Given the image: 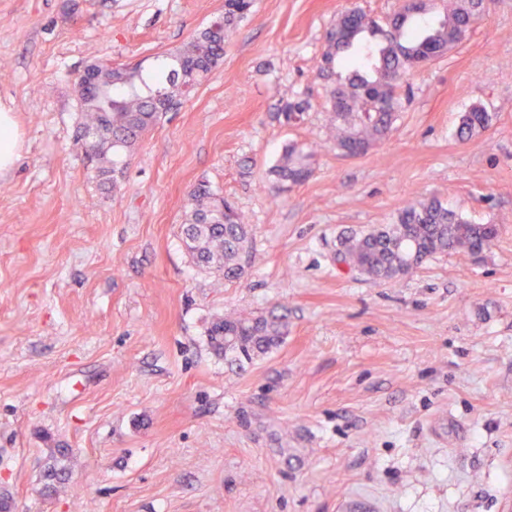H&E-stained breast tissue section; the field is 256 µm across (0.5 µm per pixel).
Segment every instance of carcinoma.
I'll return each mask as SVG.
<instances>
[{
    "label": "carcinoma",
    "mask_w": 512,
    "mask_h": 512,
    "mask_svg": "<svg viewBox=\"0 0 512 512\" xmlns=\"http://www.w3.org/2000/svg\"><path fill=\"white\" fill-rule=\"evenodd\" d=\"M252 0H224V14L198 31L174 55L148 67L99 63L94 88L77 97L80 121L77 144L95 163L97 177L115 181L126 158L146 131L171 111L224 57V38L244 18ZM484 13L483 0H450L443 19L435 25L414 23L399 11L385 22L351 9L336 19L327 35V50L318 75L334 76L336 59L360 47L361 60L350 73L336 77L330 90L331 133L336 149L361 156L393 132L403 108V79L416 64L445 54L465 39ZM491 115L475 106L464 113L457 135L465 140L486 129ZM97 135L91 148L84 140ZM311 154L296 144L285 147L274 166L275 189L303 183L312 173ZM190 212L181 234L188 253L200 267L218 278L237 281L252 264L249 225L224 197L206 184L190 193ZM498 237V228L473 224L437 198L411 203L394 224L358 238H348L338 253L341 263L373 280L385 281L408 274V266L448 252L481 253ZM288 336V309H272L257 316L226 315L207 328L209 347L217 354L252 361L278 347ZM72 449L57 442L52 466L44 472L40 494L46 499L68 477L62 464Z\"/></svg>",
    "instance_id": "carcinoma-1"
}]
</instances>
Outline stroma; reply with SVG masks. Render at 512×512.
Masks as SVG:
<instances>
[{
	"label": "stroma",
	"instance_id": "35a3bbf8",
	"mask_svg": "<svg viewBox=\"0 0 512 512\" xmlns=\"http://www.w3.org/2000/svg\"><path fill=\"white\" fill-rule=\"evenodd\" d=\"M400 0H253L224 58L140 141L117 185L76 146V82L97 60L171 55L224 0H0V105L22 131L0 173V499L11 512H512V0L410 72L392 135L327 141L328 31ZM308 100L301 121L284 102ZM481 106L491 125L457 136ZM312 176L277 194L286 145ZM208 182L244 214L253 263L227 282L181 236ZM439 198L499 237L378 282L342 241ZM288 309L240 364L206 329ZM70 478L39 493L47 438Z\"/></svg>",
	"mask_w": 512,
	"mask_h": 512
}]
</instances>
